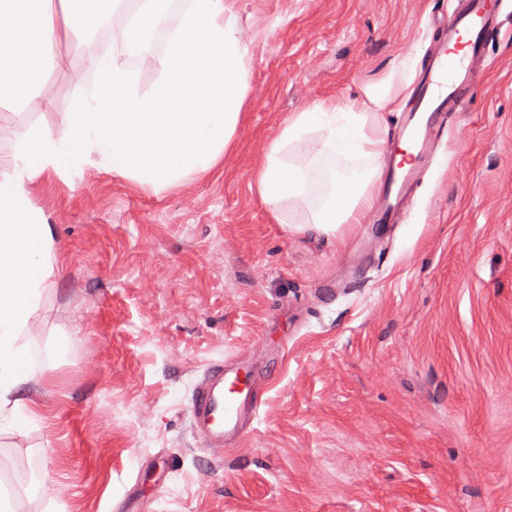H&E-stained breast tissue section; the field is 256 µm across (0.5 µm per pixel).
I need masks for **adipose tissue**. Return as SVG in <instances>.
Here are the masks:
<instances>
[{"mask_svg":"<svg viewBox=\"0 0 512 512\" xmlns=\"http://www.w3.org/2000/svg\"><path fill=\"white\" fill-rule=\"evenodd\" d=\"M124 0H0V105L22 114V104L49 69L67 64L53 53L58 23L77 34L97 29ZM164 0H134L115 33L139 63L161 78L147 94L118 55H95L91 69L101 79L89 99L71 113L60 133L33 130L18 150L11 175L0 178V430L23 429L37 415L41 371L24 336L59 273L53 232L39 223L28 183L45 171L64 170L76 158L103 155L113 174L162 188L204 176L224 161L233 144L249 93L251 56L225 0H191L170 34L163 56L144 37ZM410 55L359 98H335L291 113L267 146L251 184L277 224L298 206L311 209L300 228L336 235L362 223L381 174L386 139L380 113L406 86L414 69ZM311 142V157L294 148ZM367 159L365 167L326 176L321 158Z\"/></svg>","mask_w":512,"mask_h":512,"instance_id":"1","label":"adipose tissue"}]
</instances>
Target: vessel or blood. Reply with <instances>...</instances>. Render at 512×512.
Segmentation results:
<instances>
[{"mask_svg":"<svg viewBox=\"0 0 512 512\" xmlns=\"http://www.w3.org/2000/svg\"><path fill=\"white\" fill-rule=\"evenodd\" d=\"M501 3L458 0L452 13L433 22L439 37L394 133L395 139L409 138L413 154L404 163L398 150L387 149L376 223H402L451 113L462 105L460 91L472 81L473 61L484 56L489 42L502 33ZM261 385L258 371L245 358L232 356L208 365L189 400L192 424L208 447L235 445L250 432L262 404Z\"/></svg>","mask_w":512,"mask_h":512,"instance_id":"1","label":"vessel or blood"}]
</instances>
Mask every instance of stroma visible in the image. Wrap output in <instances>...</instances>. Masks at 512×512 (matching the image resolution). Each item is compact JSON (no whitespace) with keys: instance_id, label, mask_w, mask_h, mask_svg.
Masks as SVG:
<instances>
[{"instance_id":"stroma-1","label":"stroma","mask_w":512,"mask_h":512,"mask_svg":"<svg viewBox=\"0 0 512 512\" xmlns=\"http://www.w3.org/2000/svg\"><path fill=\"white\" fill-rule=\"evenodd\" d=\"M252 57L235 141L160 190L103 156L29 187L62 271L31 319L40 418L0 432L18 512H512V15L391 230L272 223L250 189L289 114L424 59L455 0H228ZM24 120L0 107V174L98 82L64 33ZM63 358H51L58 341ZM241 353L272 383L239 445L207 447L189 398ZM50 477L53 499L26 486Z\"/></svg>"}]
</instances>
